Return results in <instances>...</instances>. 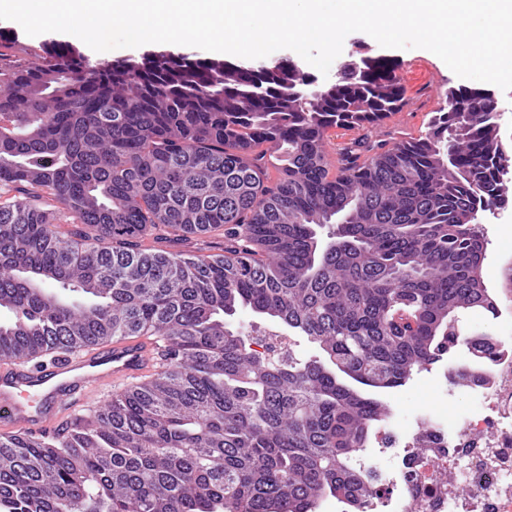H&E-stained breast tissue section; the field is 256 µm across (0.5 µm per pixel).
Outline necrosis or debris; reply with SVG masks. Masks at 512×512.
Returning <instances> with one entry per match:
<instances>
[{
  "mask_svg": "<svg viewBox=\"0 0 512 512\" xmlns=\"http://www.w3.org/2000/svg\"><path fill=\"white\" fill-rule=\"evenodd\" d=\"M471 394L465 412H417L403 447L372 452L366 512H512V390Z\"/></svg>",
  "mask_w": 512,
  "mask_h": 512,
  "instance_id": "necrosis-or-debris-1",
  "label": "necrosis or debris"
}]
</instances>
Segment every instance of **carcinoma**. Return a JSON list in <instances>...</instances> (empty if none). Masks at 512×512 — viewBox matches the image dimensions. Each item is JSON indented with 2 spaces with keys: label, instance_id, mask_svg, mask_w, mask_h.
Returning <instances> with one entry per match:
<instances>
[{
  "label": "carcinoma",
  "instance_id": "obj_1",
  "mask_svg": "<svg viewBox=\"0 0 512 512\" xmlns=\"http://www.w3.org/2000/svg\"><path fill=\"white\" fill-rule=\"evenodd\" d=\"M404 91L352 55L333 80L290 60L166 52L93 62L0 33V358L157 336L166 368L54 437L0 436V512H314L363 508L354 466L391 389L496 314L484 214L508 202L512 150L482 89L448 92L417 138L366 137L328 176L333 128L375 125ZM288 155L270 182L274 152ZM82 228L61 237L55 221ZM224 237L222 254L158 239ZM318 345L273 360L238 310Z\"/></svg>",
  "mask_w": 512,
  "mask_h": 512
}]
</instances>
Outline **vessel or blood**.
Wrapping results in <instances>:
<instances>
[{
    "instance_id": "b4317fda",
    "label": "vessel or blood",
    "mask_w": 512,
    "mask_h": 512,
    "mask_svg": "<svg viewBox=\"0 0 512 512\" xmlns=\"http://www.w3.org/2000/svg\"><path fill=\"white\" fill-rule=\"evenodd\" d=\"M165 364L155 336H127L107 348L58 357L42 368L0 361V432L55 435L70 424L78 401L105 387L135 382Z\"/></svg>"
}]
</instances>
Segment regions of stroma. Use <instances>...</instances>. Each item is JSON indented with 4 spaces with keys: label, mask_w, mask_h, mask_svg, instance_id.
<instances>
[{
    "label": "stroma",
    "mask_w": 512,
    "mask_h": 512,
    "mask_svg": "<svg viewBox=\"0 0 512 512\" xmlns=\"http://www.w3.org/2000/svg\"><path fill=\"white\" fill-rule=\"evenodd\" d=\"M342 52L358 57L384 55L396 61L404 95L416 101L412 110L402 113L393 123L395 131L406 137H416L425 132L432 113L448 89L471 85L470 80L457 77L428 50H388L362 32L349 34L344 40ZM483 227L488 240L483 276L495 300L497 312L493 315L479 309L465 312L462 324L469 332H487L512 339V201L495 213L486 215ZM236 321L253 337L259 338L269 332L280 336L286 340L294 357L308 359L317 353L316 346L307 337L289 330L286 325L269 316L243 310L238 313ZM472 360L473 356L465 346H457L442 361L414 374L406 384L382 392L381 398L393 413L441 407L447 408L452 415L461 412L468 405L466 391L455 390L446 404L441 402L439 392L445 384L449 367L468 364Z\"/></svg>",
    "instance_id": "35a3bbf8"
}]
</instances>
